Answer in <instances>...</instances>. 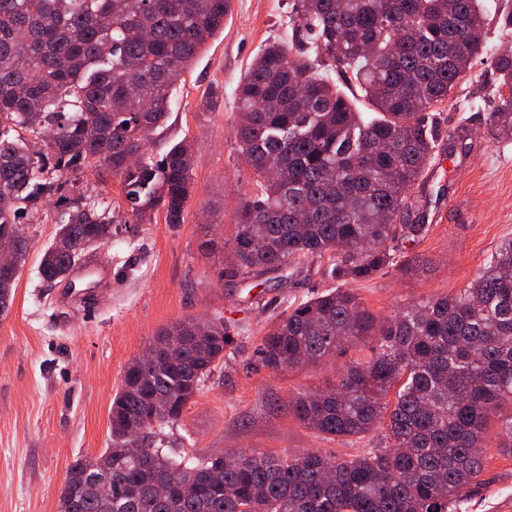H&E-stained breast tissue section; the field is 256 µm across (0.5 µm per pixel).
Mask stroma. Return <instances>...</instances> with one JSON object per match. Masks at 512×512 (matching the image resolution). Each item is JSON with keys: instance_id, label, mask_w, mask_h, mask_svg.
Listing matches in <instances>:
<instances>
[{"instance_id": "obj_1", "label": "stroma", "mask_w": 512, "mask_h": 512, "mask_svg": "<svg viewBox=\"0 0 512 512\" xmlns=\"http://www.w3.org/2000/svg\"><path fill=\"white\" fill-rule=\"evenodd\" d=\"M291 0H231L224 30L210 40L171 92L165 125L147 147L161 152L186 140L194 150L195 190L178 226L155 212L144 224H117L111 241L90 252L77 287L95 284L94 312L81 298L61 302L64 285L38 274L64 208L80 197L120 203V185L93 172L63 183L31 224L28 251L8 310L0 313V512H58L59 491L75 459L93 458L108 443L109 413L128 363L162 328L184 319L223 314L236 322L239 349L219 364L168 434L181 454L252 448L273 456L314 450L350 459L380 444L379 433L332 439L288 411L303 391L335 385L340 371L365 358L351 348L316 365L274 372L259 339L289 306L334 288L325 260L289 277L245 281L225 277L236 233L235 207L252 191V173L235 152V89L253 58L285 37ZM488 57L474 59L468 79L444 102L443 139L427 173L428 231H401L396 254L427 258L424 269L393 267L352 289L377 317L430 296L456 294L480 274L498 242L512 238V141L488 118L492 90ZM487 463L462 512H512V457L496 436L485 442Z\"/></svg>"}]
</instances>
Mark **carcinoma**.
I'll return each instance as SVG.
<instances>
[{
	"label": "carcinoma",
	"mask_w": 512,
	"mask_h": 512,
	"mask_svg": "<svg viewBox=\"0 0 512 512\" xmlns=\"http://www.w3.org/2000/svg\"><path fill=\"white\" fill-rule=\"evenodd\" d=\"M230 0H0V236L16 238L15 273L0 271V313L27 244L22 224L55 182L107 170L128 224L160 210L183 223L193 151L146 142L165 121L170 91L224 30ZM482 0H293L291 32L252 61L235 93V150L256 190L240 198L232 277H260L329 257L341 285L277 319L260 339L274 372L369 349L328 391L300 393L288 411L331 438L382 431L384 446L350 459L250 449L220 465L188 458L165 429L212 371L235 353V323L209 330L176 321L133 359L112 400L109 445L70 466L59 512H460L481 484L483 448L499 422L512 457V238L454 295L429 297L380 320L343 284L398 263L396 224L417 213L416 185L436 160L438 106L483 55ZM512 33V4L496 14ZM490 121L512 139V40L491 58ZM338 73L372 107L359 111L325 73ZM105 200L60 216L42 251L47 282L112 236ZM128 448H145L139 456ZM112 483V496L96 486Z\"/></svg>",
	"instance_id": "carcinoma-1"
}]
</instances>
